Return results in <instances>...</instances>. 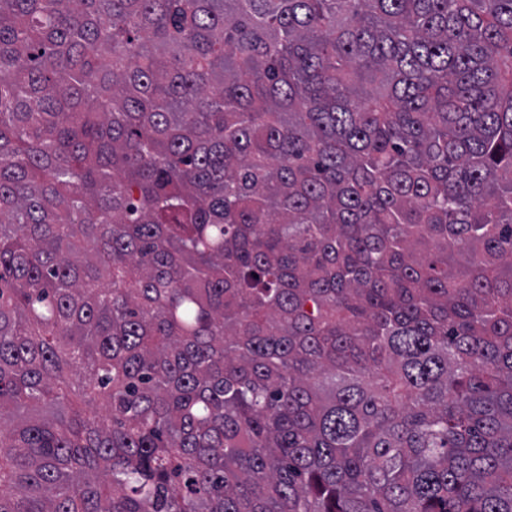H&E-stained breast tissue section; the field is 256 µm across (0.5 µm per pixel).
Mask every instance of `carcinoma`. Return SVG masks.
Masks as SVG:
<instances>
[{"label":"carcinoma","mask_w":512,"mask_h":512,"mask_svg":"<svg viewBox=\"0 0 512 512\" xmlns=\"http://www.w3.org/2000/svg\"><path fill=\"white\" fill-rule=\"evenodd\" d=\"M0 512H512V0H0Z\"/></svg>","instance_id":"carcinoma-1"}]
</instances>
